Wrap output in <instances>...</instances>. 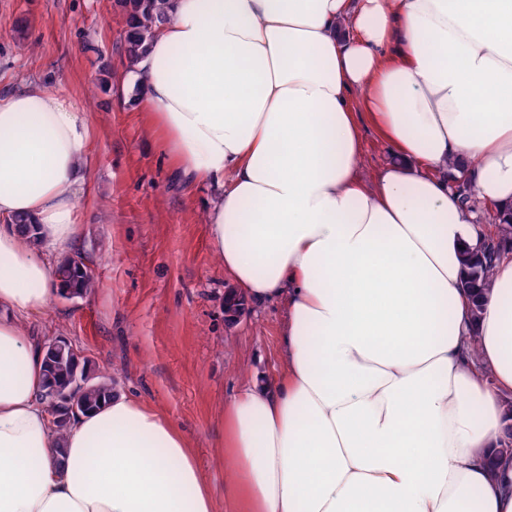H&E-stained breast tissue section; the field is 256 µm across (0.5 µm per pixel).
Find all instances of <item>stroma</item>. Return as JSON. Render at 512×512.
<instances>
[{
    "label": "stroma",
    "mask_w": 512,
    "mask_h": 512,
    "mask_svg": "<svg viewBox=\"0 0 512 512\" xmlns=\"http://www.w3.org/2000/svg\"><path fill=\"white\" fill-rule=\"evenodd\" d=\"M114 0H0V93L40 85L93 124L73 255L97 280L55 295L32 325L66 340L93 374L170 419L216 484L225 471L224 407L258 373L280 376L284 300L224 313L233 284L210 246L205 184L187 185L124 94L132 68ZM98 47L108 72L92 66Z\"/></svg>",
    "instance_id": "obj_1"
}]
</instances>
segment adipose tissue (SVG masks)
I'll return each mask as SVG.
<instances>
[{
	"instance_id": "ef3b65f1",
	"label": "adipose tissue",
	"mask_w": 512,
	"mask_h": 512,
	"mask_svg": "<svg viewBox=\"0 0 512 512\" xmlns=\"http://www.w3.org/2000/svg\"><path fill=\"white\" fill-rule=\"evenodd\" d=\"M133 102L215 191L239 295L286 300L285 366L224 410L223 485L165 416L113 389L54 424L25 328L74 248L92 124L0 94V512H512L488 461L512 394V254L480 316L484 235L448 176L512 213V0H164ZM394 159L365 186L358 124ZM32 224L36 233L23 231Z\"/></svg>"
}]
</instances>
